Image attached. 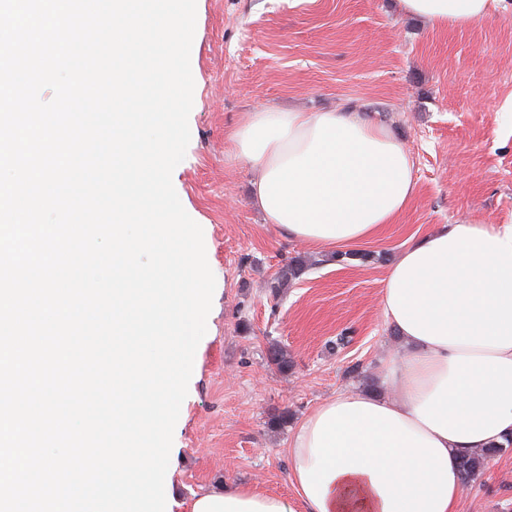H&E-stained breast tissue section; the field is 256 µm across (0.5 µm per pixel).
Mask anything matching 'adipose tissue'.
<instances>
[{
    "mask_svg": "<svg viewBox=\"0 0 512 512\" xmlns=\"http://www.w3.org/2000/svg\"><path fill=\"white\" fill-rule=\"evenodd\" d=\"M499 0H400L465 27ZM236 153L260 171L253 206L288 238L324 249L376 239L416 194L412 160L385 127L343 110L248 113ZM381 310L404 348L387 391L344 390L288 443L293 495L205 491L191 512H457L458 460L512 438V224H446L389 267Z\"/></svg>",
    "mask_w": 512,
    "mask_h": 512,
    "instance_id": "ef3b65f1",
    "label": "adipose tissue"
}]
</instances>
